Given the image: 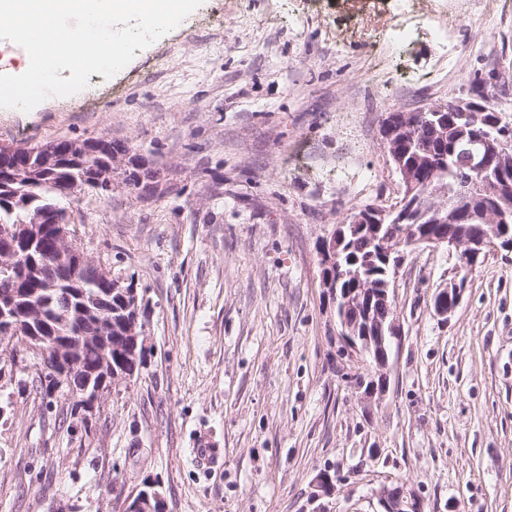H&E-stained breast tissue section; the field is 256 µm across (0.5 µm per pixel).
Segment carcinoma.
<instances>
[{"mask_svg":"<svg viewBox=\"0 0 512 512\" xmlns=\"http://www.w3.org/2000/svg\"><path fill=\"white\" fill-rule=\"evenodd\" d=\"M469 85L472 94L480 98L486 111L479 113L477 127L465 132L454 122H448V136L443 142L433 139L432 132L417 122L415 116L407 117L403 112L388 113L397 123L409 125L414 143L422 144L424 154L434 158L432 163L420 165L419 156L411 151L405 159V164L421 170V184L416 191L419 205L425 209L442 205L469 214V218L449 224H429L423 220L402 224L395 227V237L399 240L419 238L430 232L457 239L483 232L491 242L499 246L512 237L511 218L495 226L479 219L480 212L495 202L507 206L508 212L512 213V172L506 171L503 177L494 165L476 171L467 169V182L459 179L455 155L473 146L480 147L477 140L491 130V126L497 124L501 130L509 127L508 123L501 121V109L488 82L475 77L469 80ZM443 150L448 152L446 167L437 160ZM95 165L96 161L87 158L59 159L33 178L29 191L41 197L39 205L51 206L59 196L58 187L62 182L74 174H93ZM18 189L20 186L13 184L7 189H0V257L8 258L15 252L21 253V258L12 261L13 268L8 275L0 274V288L4 287V279L7 277L12 279V288L20 292L32 290L47 282L55 283L53 289L43 288L29 298H16L15 312L24 325V331L34 335L54 334L63 338L94 336L100 325L110 320L112 376L138 377L145 366L146 349L140 346L136 355L129 353L123 333V322L127 317L123 296L117 292L110 297L106 295L111 286L107 284L103 270L96 265L86 264L62 274L53 258L56 239L52 238V225H46L44 236L31 247L16 240V225L24 223L26 217V212L12 200ZM380 249V241L374 236L348 231L342 247V260L368 266L370 283L376 288L384 279L382 270L386 269ZM335 317H343L349 323H361L364 311L360 303L340 299L336 304ZM31 369L34 370L33 381L40 387L46 386L42 390L44 395L50 396L54 391H59L66 407L60 408L58 417L64 419L85 409V400L80 394L60 389L58 382L50 379L44 359L35 360Z\"/></svg>","mask_w":512,"mask_h":512,"instance_id":"1","label":"carcinoma"}]
</instances>
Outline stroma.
Here are the masks:
<instances>
[{"mask_svg": "<svg viewBox=\"0 0 512 512\" xmlns=\"http://www.w3.org/2000/svg\"><path fill=\"white\" fill-rule=\"evenodd\" d=\"M461 2L203 0L111 78L0 108V145L105 137L169 172L159 197L62 202L78 248L142 294L146 365L67 425L21 372L0 380V512H126L150 484L164 512H379L400 481L425 512H512V250L487 253L446 319L452 262L407 253L371 398L320 286L334 225L400 197L388 112L466 96L477 74L512 122V0Z\"/></svg>", "mask_w": 512, "mask_h": 512, "instance_id": "obj_1", "label": "stroma"}]
</instances>
